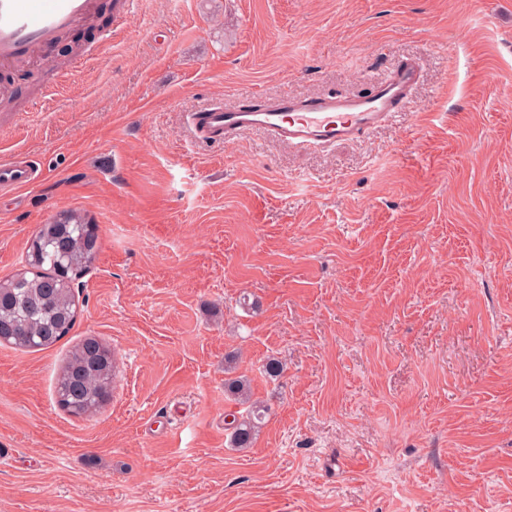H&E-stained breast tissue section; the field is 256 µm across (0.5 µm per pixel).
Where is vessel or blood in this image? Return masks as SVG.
I'll return each instance as SVG.
<instances>
[{"instance_id": "1", "label": "vessel or blood", "mask_w": 512, "mask_h": 512, "mask_svg": "<svg viewBox=\"0 0 512 512\" xmlns=\"http://www.w3.org/2000/svg\"><path fill=\"white\" fill-rule=\"evenodd\" d=\"M98 8L99 0H0V67L38 58ZM420 78L419 64L404 59L364 93L284 94L258 104L210 105L190 120L201 137L218 144L254 130L298 148L356 141L408 107ZM35 173L25 162H1L0 189L30 186Z\"/></svg>"}]
</instances>
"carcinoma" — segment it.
Listing matches in <instances>:
<instances>
[{"label":"carcinoma","instance_id":"carcinoma-1","mask_svg":"<svg viewBox=\"0 0 512 512\" xmlns=\"http://www.w3.org/2000/svg\"><path fill=\"white\" fill-rule=\"evenodd\" d=\"M100 247L99 227L85 216L64 211L41 225L29 242L26 266L0 281V330L24 351H38L66 337L76 320L74 282L86 273ZM114 351L90 336L69 351L57 378L59 405L75 416L97 413L110 397ZM224 393L248 404L246 414L228 422L234 448L251 447L267 407L251 400L243 377L224 380Z\"/></svg>","mask_w":512,"mask_h":512}]
</instances>
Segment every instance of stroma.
Instances as JSON below:
<instances>
[{
  "instance_id": "obj_1",
  "label": "stroma",
  "mask_w": 512,
  "mask_h": 512,
  "mask_svg": "<svg viewBox=\"0 0 512 512\" xmlns=\"http://www.w3.org/2000/svg\"><path fill=\"white\" fill-rule=\"evenodd\" d=\"M8 68L0 278L63 211L100 229L54 346L0 345V512H512V0H139L112 46ZM413 103L361 140L200 139L242 94ZM119 358L91 417L68 350ZM268 414L230 445L224 356ZM282 372H265L269 359ZM35 173V168L28 162H1L0 189H17L30 186L36 179ZM115 361L114 351L97 337L73 346L57 378L59 405L75 416L96 414L110 397Z\"/></svg>"
}]
</instances>
